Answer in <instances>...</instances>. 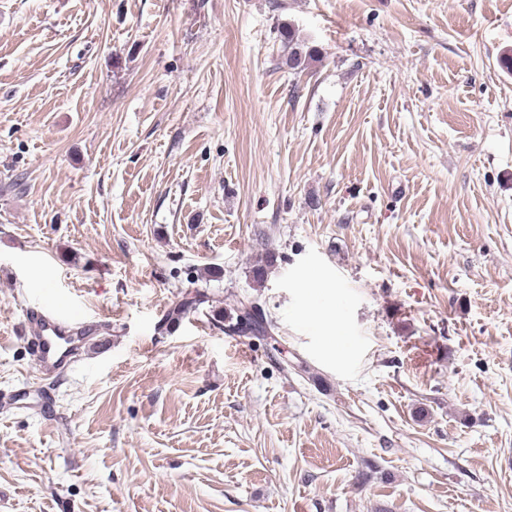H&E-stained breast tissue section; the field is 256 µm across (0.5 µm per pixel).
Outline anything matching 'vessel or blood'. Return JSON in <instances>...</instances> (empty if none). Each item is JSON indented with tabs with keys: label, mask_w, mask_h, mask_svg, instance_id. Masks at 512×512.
Instances as JSON below:
<instances>
[{
	"label": "vessel or blood",
	"mask_w": 512,
	"mask_h": 512,
	"mask_svg": "<svg viewBox=\"0 0 512 512\" xmlns=\"http://www.w3.org/2000/svg\"><path fill=\"white\" fill-rule=\"evenodd\" d=\"M82 330L69 317L41 312L34 319L32 346L41 372L55 376L64 372L81 348Z\"/></svg>",
	"instance_id": "b4317fda"
}]
</instances>
